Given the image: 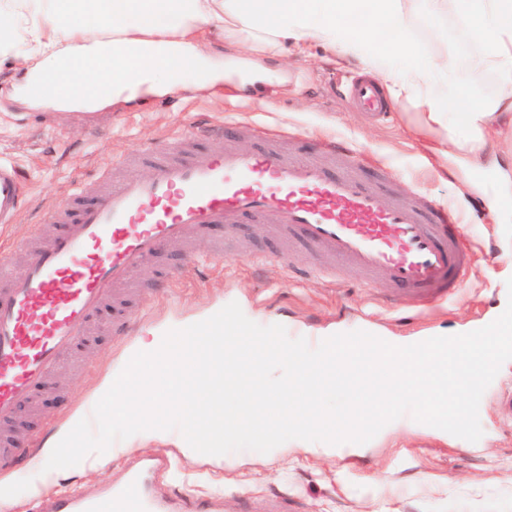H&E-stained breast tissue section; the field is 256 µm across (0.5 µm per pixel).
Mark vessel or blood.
<instances>
[{
  "mask_svg": "<svg viewBox=\"0 0 512 512\" xmlns=\"http://www.w3.org/2000/svg\"><path fill=\"white\" fill-rule=\"evenodd\" d=\"M344 95L371 119L393 108L376 77H357ZM255 141L240 148L239 137ZM297 132L263 125L193 123L144 146L151 173L107 181L92 200L73 192L32 227L30 240L0 245V425L92 336L111 305L110 332L127 335L143 312L141 273L164 252L214 226L271 223L305 256H323L317 274L340 266L370 288L384 284L406 305L427 311L461 299L472 254L458 209L422 187L402 199L400 178L355 143L326 135L309 153ZM24 176L0 162V228L23 205ZM26 250L23 271L13 257ZM164 450L125 462L121 478L94 495H61L56 512H221L219 498L166 499Z\"/></svg>",
  "mask_w": 512,
  "mask_h": 512,
  "instance_id": "obj_1",
  "label": "vessel or blood"
}]
</instances>
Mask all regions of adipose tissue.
<instances>
[{
	"instance_id": "ef3b65f1",
	"label": "adipose tissue",
	"mask_w": 512,
	"mask_h": 512,
	"mask_svg": "<svg viewBox=\"0 0 512 512\" xmlns=\"http://www.w3.org/2000/svg\"><path fill=\"white\" fill-rule=\"evenodd\" d=\"M451 18L478 44L458 64L442 52L420 57L416 25L437 30ZM223 32L245 49L241 88L265 82L263 61L290 41L296 54L324 45L340 60L374 73L393 103L415 101L422 124L448 144L443 157L465 173L477 166L498 175L493 206L512 200V171L498 160L499 121L512 114V0H30L28 13L0 27V48L29 46V64L14 100L34 111L95 110L139 93L164 95V74L190 66L203 86L219 73L201 54L202 33ZM404 68H396L394 59ZM500 75L495 92L480 95L476 78ZM112 81L111 98L99 83Z\"/></svg>"
}]
</instances>
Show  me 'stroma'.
<instances>
[{"label":"stroma","mask_w":512,"mask_h":512,"mask_svg":"<svg viewBox=\"0 0 512 512\" xmlns=\"http://www.w3.org/2000/svg\"><path fill=\"white\" fill-rule=\"evenodd\" d=\"M203 54L224 81L207 90L196 87L195 72L171 71L179 89L147 101L108 104L91 114L41 112L19 106L12 99L25 59L15 51L0 52V161L17 165L31 190L10 238H26L37 223L72 187L91 197L101 186L102 170L112 160L128 159L127 174L142 175L146 166L133 164L144 144L163 139L194 121L251 122L281 130H297L300 148L312 137L330 134L357 140L364 149L397 166L409 180L425 185L431 194L461 209L481 201L468 240L472 259L464 276L460 301L418 313L386 299L382 288L359 285L356 275L341 272L337 280L321 276L286 277L283 255L288 243L273 225L245 224L236 232L213 230L195 244L204 267L192 276L179 275L182 254L169 251L147 266L143 280L147 301L131 337L117 341L107 325L96 331L77 363L60 371L53 385L24 410L16 439L28 442L29 456L66 419L64 399L75 395L84 403L108 364L120 361L137 337L156 328L180 329L206 310L217 311L237 302L251 321L280 324L317 335L337 330L348 333L382 331L410 339L443 331L464 334L503 312L507 278L512 277V204L490 208L491 186L465 188L427 147L429 134L420 128L421 116L410 103L394 108L388 123L370 122L345 99L329 93L330 77L345 80L354 68L342 65L324 47L312 46L295 58L288 53L269 58L276 78L259 90L239 88L230 70L238 54L225 47L220 32H208ZM223 247V258L212 251ZM512 389V360L505 362L484 392L479 406L483 435L462 443L433 431L399 426L349 451L315 454L301 448L275 458L253 450L237 451L232 461L209 463L187 458L175 445L179 431H160L139 442L134 451L119 448L98 463L61 470L50 482H39L27 458L0 475L16 489L11 512H26L25 489L39 486L35 512H55V496L62 491L91 495L111 484L130 456L175 449L176 466L166 479L171 497H223V512H512V416L502 411L499 394Z\"/></svg>","instance_id":"stroma-1"}]
</instances>
